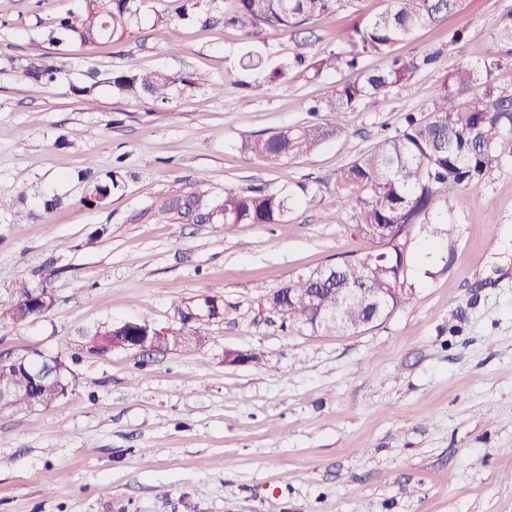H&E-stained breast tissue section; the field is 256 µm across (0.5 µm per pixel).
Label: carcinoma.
Here are the masks:
<instances>
[{"mask_svg":"<svg viewBox=\"0 0 512 512\" xmlns=\"http://www.w3.org/2000/svg\"><path fill=\"white\" fill-rule=\"evenodd\" d=\"M235 16L230 22L295 34L300 28L325 15H332L354 0H234ZM143 0H81L79 9L51 19L49 26L69 41L95 46L102 41H120L131 35ZM462 6V0H386V8L369 18H357L346 30L336 33V48L306 60L294 61L274 71L285 78L297 65H307L319 76L324 72L348 69L359 73L357 80L309 106L310 112H342L358 104L374 110L381 97L393 88L407 89L418 72L432 66L437 55L392 57L389 68L367 72L362 60L370 55L392 53L393 46L416 29L444 20ZM512 59V10L501 15L489 48L478 63L461 62L441 80L429 106L409 112L395 134L385 137L373 150L361 154L336 176V205L356 201L352 219L367 235L372 226H382L375 252L335 263L340 279L320 283L311 272L302 273L284 285L291 295L274 291L270 307L300 327L313 332L338 331L310 325L313 308L306 295L317 292L319 306L336 310L356 324L364 313L359 300H348L345 288H370L380 293L399 288L393 308L413 299L408 271L413 255L410 244L416 229L433 223L448 212V192L462 189L475 201L489 171L503 159L512 157V93L500 89L494 74ZM57 70L38 60H30L23 74L39 88L55 80ZM122 96L145 97L167 103L175 77L163 70L148 72L115 71L109 79ZM337 129L309 125L283 130L248 140L243 150L266 163L278 164L311 154ZM115 180L97 184L81 203L86 207L106 204ZM292 198L276 188H251L224 193L220 201L201 192L176 194L162 200L158 215L169 224L205 222L217 219L228 231L239 224H280L288 216ZM32 289L20 286L11 298L0 300V314L22 320L35 317L27 303ZM0 379L18 386L13 400H0V414L48 406L58 399L59 385H36L22 368L0 367Z\"/></svg>","mask_w":512,"mask_h":512,"instance_id":"cac0c4a2","label":"carcinoma"}]
</instances>
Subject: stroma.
<instances>
[{
    "instance_id": "35a3bbf8",
    "label": "stroma",
    "mask_w": 512,
    "mask_h": 512,
    "mask_svg": "<svg viewBox=\"0 0 512 512\" xmlns=\"http://www.w3.org/2000/svg\"><path fill=\"white\" fill-rule=\"evenodd\" d=\"M79 4L0 0V297L25 283L53 298L36 319L0 318V355L61 358L70 381L50 406L0 416V512H512V159L481 202L451 193L455 243L427 226L414 299L381 321L315 334L266 303L301 272L372 251L335 204L337 173L428 106L458 62H479L512 0H464L417 29L395 54L437 50V64L378 110L339 114L305 105L354 73H270L333 49L385 0H358L308 37L230 23L234 0H197L176 21L169 0H145L122 41L49 42L50 18ZM461 27L467 39L450 44ZM249 53L261 68L242 69ZM30 58L57 80L34 90L15 69ZM155 69L179 80L168 103L108 81ZM313 124L339 133L306 157L270 165L241 149ZM111 172L121 187L109 203L82 206ZM282 186L296 201L280 224L228 233L155 215L177 193ZM210 298L224 314L194 322L199 345L90 349L127 321L180 329L181 309ZM228 350L259 359L229 364Z\"/></svg>"
}]
</instances>
